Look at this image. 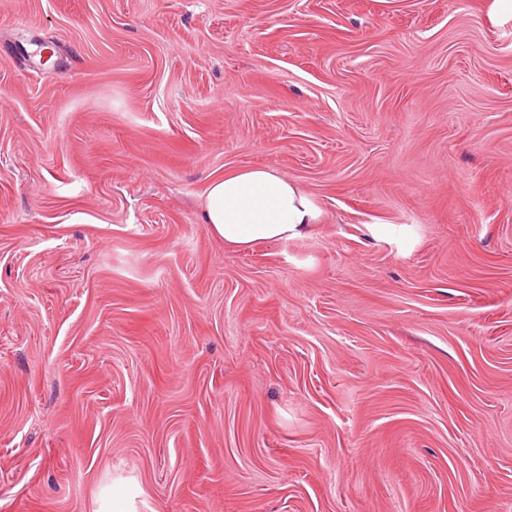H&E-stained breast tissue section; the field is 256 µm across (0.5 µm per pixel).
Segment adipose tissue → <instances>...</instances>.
<instances>
[{
	"instance_id": "ef3b65f1",
	"label": "adipose tissue",
	"mask_w": 512,
	"mask_h": 512,
	"mask_svg": "<svg viewBox=\"0 0 512 512\" xmlns=\"http://www.w3.org/2000/svg\"><path fill=\"white\" fill-rule=\"evenodd\" d=\"M321 211L294 181L265 167H244L214 179L203 200L210 232L236 249L308 234Z\"/></svg>"
}]
</instances>
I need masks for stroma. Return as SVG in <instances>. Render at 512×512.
Instances as JSON below:
<instances>
[{
  "label": "stroma",
  "instance_id": "35a3bbf8",
  "mask_svg": "<svg viewBox=\"0 0 512 512\" xmlns=\"http://www.w3.org/2000/svg\"><path fill=\"white\" fill-rule=\"evenodd\" d=\"M487 9L0 0V512H512ZM253 165L308 236L209 233ZM320 216L298 184L265 167L224 173L210 183L203 200V224L236 249L302 237Z\"/></svg>",
  "mask_w": 512,
  "mask_h": 512
}]
</instances>
